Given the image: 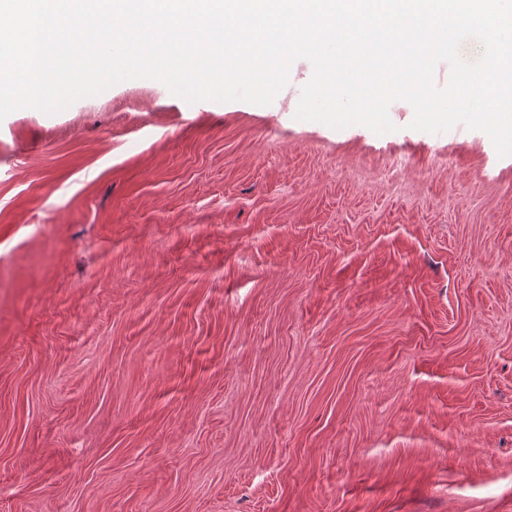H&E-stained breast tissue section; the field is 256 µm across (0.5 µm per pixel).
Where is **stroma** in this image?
<instances>
[{"label": "stroma", "mask_w": 512, "mask_h": 512, "mask_svg": "<svg viewBox=\"0 0 512 512\" xmlns=\"http://www.w3.org/2000/svg\"><path fill=\"white\" fill-rule=\"evenodd\" d=\"M312 77L0 120V512H512V156Z\"/></svg>", "instance_id": "obj_1"}]
</instances>
